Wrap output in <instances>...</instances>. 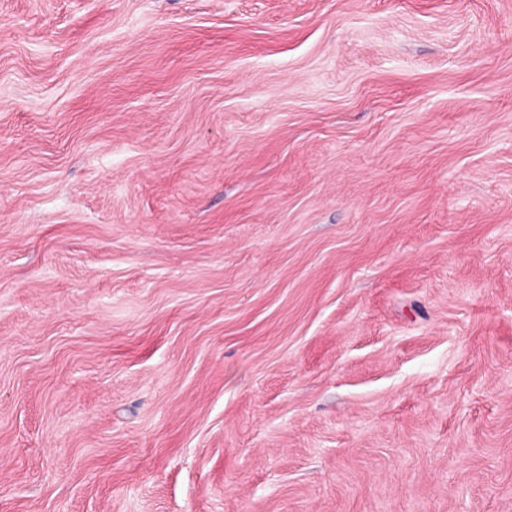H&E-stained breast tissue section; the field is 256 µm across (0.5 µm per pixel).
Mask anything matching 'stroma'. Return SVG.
<instances>
[{"label": "stroma", "mask_w": 512, "mask_h": 512, "mask_svg": "<svg viewBox=\"0 0 512 512\" xmlns=\"http://www.w3.org/2000/svg\"><path fill=\"white\" fill-rule=\"evenodd\" d=\"M0 512H512V0H0Z\"/></svg>", "instance_id": "1"}]
</instances>
